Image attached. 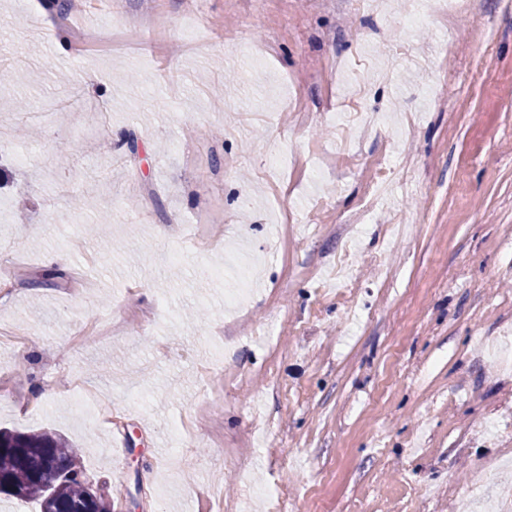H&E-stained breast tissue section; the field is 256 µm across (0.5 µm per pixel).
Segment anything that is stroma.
<instances>
[{"label":"stroma","mask_w":512,"mask_h":512,"mask_svg":"<svg viewBox=\"0 0 512 512\" xmlns=\"http://www.w3.org/2000/svg\"><path fill=\"white\" fill-rule=\"evenodd\" d=\"M34 8L0 0L25 74L0 101V428L65 437L112 512H209L216 477L224 512H457L482 467L512 500V0L410 29L407 0H82L66 30L124 27L66 52ZM360 110L383 124L355 138ZM234 256L261 275L229 309L203 271Z\"/></svg>","instance_id":"stroma-1"}]
</instances>
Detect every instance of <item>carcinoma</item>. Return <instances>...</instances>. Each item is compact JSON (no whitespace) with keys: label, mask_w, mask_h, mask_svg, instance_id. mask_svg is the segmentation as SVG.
Listing matches in <instances>:
<instances>
[{"label":"carcinoma","mask_w":512,"mask_h":512,"mask_svg":"<svg viewBox=\"0 0 512 512\" xmlns=\"http://www.w3.org/2000/svg\"><path fill=\"white\" fill-rule=\"evenodd\" d=\"M0 479L18 489L14 497L39 501L41 512H111L100 489L81 480L70 443L52 432L0 430Z\"/></svg>","instance_id":"cac0c4a2"}]
</instances>
